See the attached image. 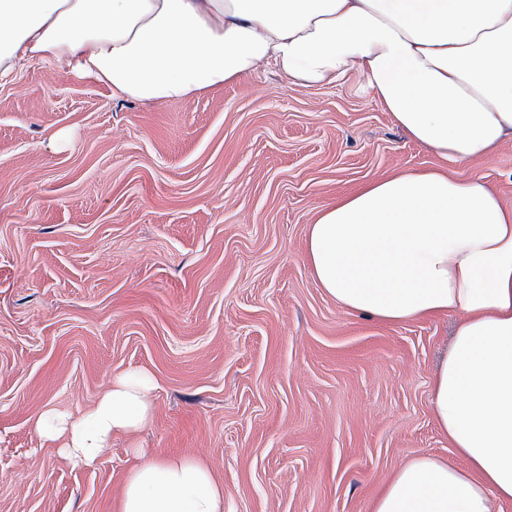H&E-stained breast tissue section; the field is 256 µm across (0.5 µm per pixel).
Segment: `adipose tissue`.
Instances as JSON below:
<instances>
[{
  "label": "adipose tissue",
  "mask_w": 512,
  "mask_h": 512,
  "mask_svg": "<svg viewBox=\"0 0 512 512\" xmlns=\"http://www.w3.org/2000/svg\"><path fill=\"white\" fill-rule=\"evenodd\" d=\"M32 62L150 104L267 66L303 85L356 74L440 158L481 160L512 135V0H0V81ZM306 255L349 311L390 324L458 317L430 403L464 464L415 455L370 512L512 502V207L478 177L397 172L322 206ZM156 387L129 370L80 414L49 408L33 426L83 466L114 436L132 440L117 512H224L209 465L135 447Z\"/></svg>",
  "instance_id": "ef3b65f1"
}]
</instances>
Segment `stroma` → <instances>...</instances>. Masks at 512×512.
<instances>
[{"label": "stroma", "mask_w": 512, "mask_h": 512, "mask_svg": "<svg viewBox=\"0 0 512 512\" xmlns=\"http://www.w3.org/2000/svg\"><path fill=\"white\" fill-rule=\"evenodd\" d=\"M441 167L512 207V137L444 162L357 76L163 104L39 63L1 83L0 512H115L128 440L76 467L33 421L132 369L158 384L144 453L205 461L224 512H369L413 455L459 464L430 406L455 316L347 311L306 260L322 205Z\"/></svg>", "instance_id": "stroma-1"}]
</instances>
